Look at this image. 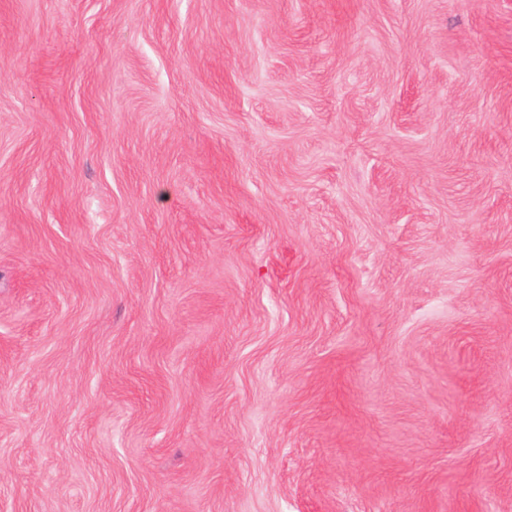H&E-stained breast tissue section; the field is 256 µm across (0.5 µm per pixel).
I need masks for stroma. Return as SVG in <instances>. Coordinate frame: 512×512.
<instances>
[{
  "mask_svg": "<svg viewBox=\"0 0 512 512\" xmlns=\"http://www.w3.org/2000/svg\"><path fill=\"white\" fill-rule=\"evenodd\" d=\"M0 512H512V0H0Z\"/></svg>",
  "mask_w": 512,
  "mask_h": 512,
  "instance_id": "stroma-1",
  "label": "stroma"
}]
</instances>
